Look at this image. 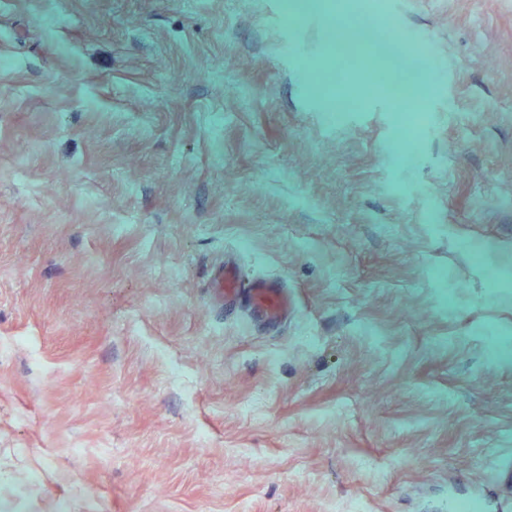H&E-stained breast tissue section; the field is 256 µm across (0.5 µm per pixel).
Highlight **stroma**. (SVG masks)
<instances>
[{"instance_id":"1","label":"stroma","mask_w":512,"mask_h":512,"mask_svg":"<svg viewBox=\"0 0 512 512\" xmlns=\"http://www.w3.org/2000/svg\"><path fill=\"white\" fill-rule=\"evenodd\" d=\"M361 3L415 106L280 0H0V512H503L512 0ZM375 52L384 60L385 67L382 59L379 57L378 63L370 68L373 78L381 76L384 69L388 71V79L378 84L383 87L381 89L390 90L386 88L388 83L393 81L398 75L402 76L419 72L423 81L426 79V73L416 66L412 54L404 50L398 41L382 42L375 48ZM221 282L226 300L245 296V309L252 319L275 322L288 316V290L282 285L263 279L244 283L235 270L224 272Z\"/></svg>"}]
</instances>
